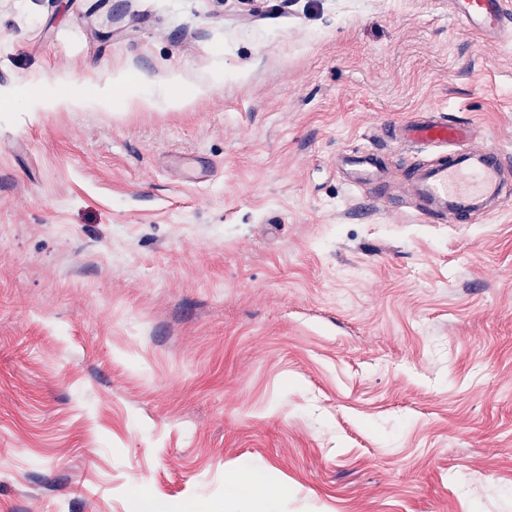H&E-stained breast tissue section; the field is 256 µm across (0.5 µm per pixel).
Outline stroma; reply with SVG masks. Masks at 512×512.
Segmentation results:
<instances>
[{"label": "stroma", "mask_w": 512, "mask_h": 512, "mask_svg": "<svg viewBox=\"0 0 512 512\" xmlns=\"http://www.w3.org/2000/svg\"><path fill=\"white\" fill-rule=\"evenodd\" d=\"M448 10L0 0V512H512V194L336 163L432 110L512 162V41ZM117 73L153 107L76 103ZM229 482L237 490L245 491L253 496L262 498L266 489L265 481L246 472H234L229 476Z\"/></svg>", "instance_id": "35a3bbf8"}]
</instances>
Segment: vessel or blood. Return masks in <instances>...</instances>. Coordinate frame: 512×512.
Here are the masks:
<instances>
[{"label":"vessel or blood","instance_id":"1","mask_svg":"<svg viewBox=\"0 0 512 512\" xmlns=\"http://www.w3.org/2000/svg\"><path fill=\"white\" fill-rule=\"evenodd\" d=\"M450 16L485 37L512 32V0H450ZM379 136L401 148L431 151L430 165L418 169L413 177L423 200L418 213L424 218H436L438 204L444 203L459 219H467L478 203L496 198L501 191L503 151L490 145L475 146L466 124L443 123L430 113L417 121L385 127ZM382 177L378 152L366 149L354 162V183L375 184Z\"/></svg>","mask_w":512,"mask_h":512}]
</instances>
